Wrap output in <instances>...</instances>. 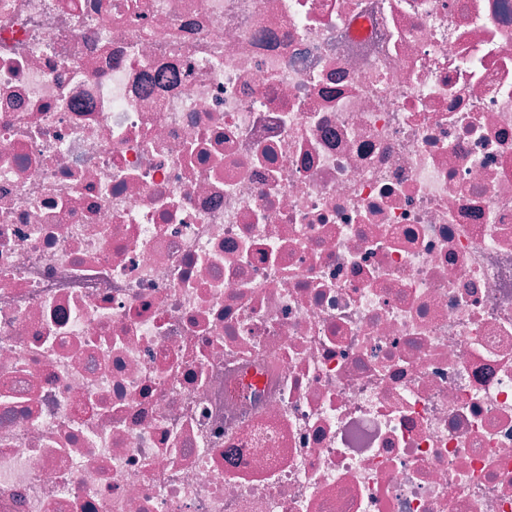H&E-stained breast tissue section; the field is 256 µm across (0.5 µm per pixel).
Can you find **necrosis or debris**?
Returning <instances> with one entry per match:
<instances>
[{"mask_svg": "<svg viewBox=\"0 0 512 512\" xmlns=\"http://www.w3.org/2000/svg\"><path fill=\"white\" fill-rule=\"evenodd\" d=\"M0 512H512V0H0Z\"/></svg>", "mask_w": 512, "mask_h": 512, "instance_id": "1", "label": "necrosis or debris"}]
</instances>
